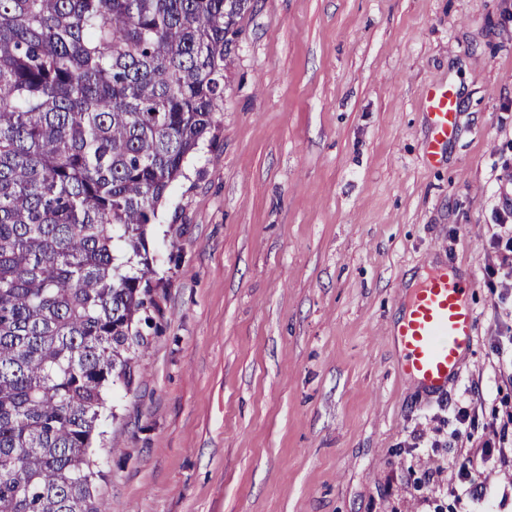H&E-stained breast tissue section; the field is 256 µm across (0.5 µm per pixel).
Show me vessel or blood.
Wrapping results in <instances>:
<instances>
[{
  "label": "vessel or blood",
  "mask_w": 512,
  "mask_h": 512,
  "mask_svg": "<svg viewBox=\"0 0 512 512\" xmlns=\"http://www.w3.org/2000/svg\"><path fill=\"white\" fill-rule=\"evenodd\" d=\"M423 107L430 135L424 145L425 163H437L443 147L457 132L459 99L447 84L428 86ZM460 281L448 274L432 277L418 288L404 317L394 326L403 366L428 393L442 394L456 373L459 360L476 336V313L464 299Z\"/></svg>",
  "instance_id": "vessel-or-blood-1"
}]
</instances>
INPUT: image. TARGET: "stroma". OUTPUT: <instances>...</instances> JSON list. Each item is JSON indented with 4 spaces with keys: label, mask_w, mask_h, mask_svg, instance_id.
<instances>
[{
    "label": "stroma",
    "mask_w": 512,
    "mask_h": 512,
    "mask_svg": "<svg viewBox=\"0 0 512 512\" xmlns=\"http://www.w3.org/2000/svg\"><path fill=\"white\" fill-rule=\"evenodd\" d=\"M224 105L147 229L156 333L91 452L109 512H455L442 487L512 423V298L483 276L512 186V0H252ZM457 134L422 159L423 90ZM470 287L473 348L440 397L391 336L412 282ZM478 512H512L493 457ZM423 107L430 129L423 160L427 164H434L439 160L443 147L457 132L459 99L448 89V84L437 83L424 90Z\"/></svg>",
    "instance_id": "1"
}]
</instances>
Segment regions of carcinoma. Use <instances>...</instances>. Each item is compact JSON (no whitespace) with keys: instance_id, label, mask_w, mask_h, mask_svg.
<instances>
[{"instance_id":"cac0c4a2","label":"carcinoma","mask_w":512,"mask_h":512,"mask_svg":"<svg viewBox=\"0 0 512 512\" xmlns=\"http://www.w3.org/2000/svg\"><path fill=\"white\" fill-rule=\"evenodd\" d=\"M251 0H0V512H106L88 449L155 299L146 227Z\"/></svg>"}]
</instances>
